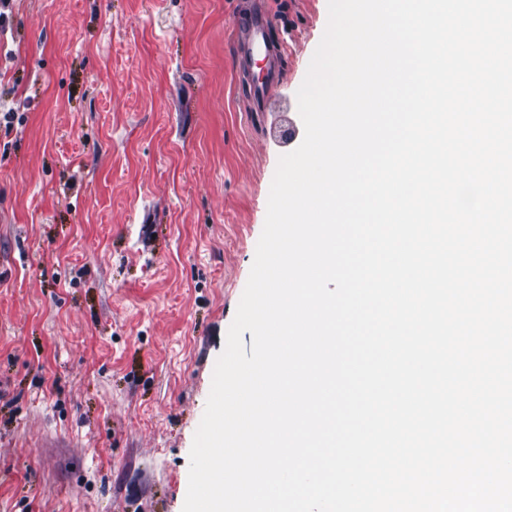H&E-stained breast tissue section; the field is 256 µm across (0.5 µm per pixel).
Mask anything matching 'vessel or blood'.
Returning a JSON list of instances; mask_svg holds the SVG:
<instances>
[{
    "label": "vessel or blood",
    "instance_id": "b4317fda",
    "mask_svg": "<svg viewBox=\"0 0 512 512\" xmlns=\"http://www.w3.org/2000/svg\"><path fill=\"white\" fill-rule=\"evenodd\" d=\"M270 25L263 0H244L230 32L237 73L247 84V97L255 111L282 78L280 61L285 50L268 41Z\"/></svg>",
    "mask_w": 512,
    "mask_h": 512
}]
</instances>
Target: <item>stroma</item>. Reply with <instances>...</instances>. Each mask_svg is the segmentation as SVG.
Masks as SVG:
<instances>
[{"label":"stroma","instance_id":"obj_1","mask_svg":"<svg viewBox=\"0 0 512 512\" xmlns=\"http://www.w3.org/2000/svg\"><path fill=\"white\" fill-rule=\"evenodd\" d=\"M265 0L283 78L248 113L239 0L0 10V512H182L327 0Z\"/></svg>","mask_w":512,"mask_h":512}]
</instances>
